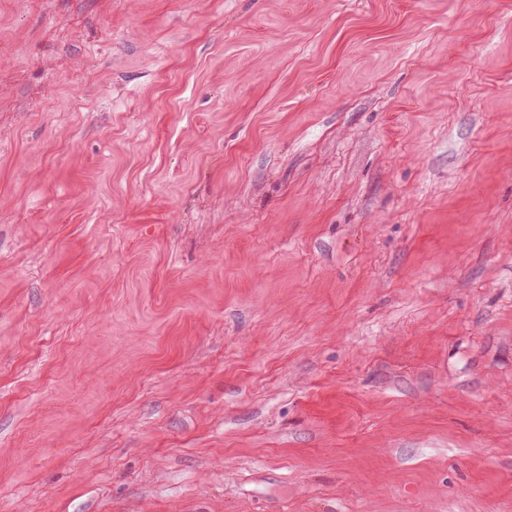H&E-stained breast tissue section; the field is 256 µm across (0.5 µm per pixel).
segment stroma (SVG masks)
<instances>
[{"mask_svg": "<svg viewBox=\"0 0 512 512\" xmlns=\"http://www.w3.org/2000/svg\"><path fill=\"white\" fill-rule=\"evenodd\" d=\"M0 512H512V0H0Z\"/></svg>", "mask_w": 512, "mask_h": 512, "instance_id": "35a3bbf8", "label": "stroma"}]
</instances>
